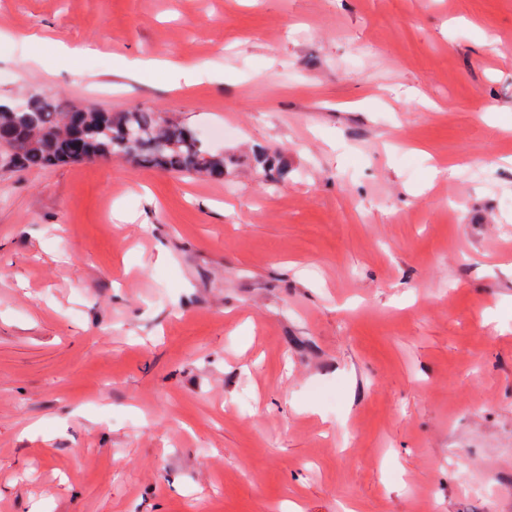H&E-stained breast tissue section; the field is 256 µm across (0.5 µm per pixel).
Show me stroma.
I'll list each match as a JSON object with an SVG mask.
<instances>
[{
  "instance_id": "stroma-1",
  "label": "stroma",
  "mask_w": 512,
  "mask_h": 512,
  "mask_svg": "<svg viewBox=\"0 0 512 512\" xmlns=\"http://www.w3.org/2000/svg\"><path fill=\"white\" fill-rule=\"evenodd\" d=\"M33 95L238 162L0 160V512H512V0H0ZM143 73V75L151 74L158 70H168V71H179V79H182L183 83L186 86H191L198 83V74L194 69H184V68H174L167 61H160L158 59H148L142 61L138 68Z\"/></svg>"
}]
</instances>
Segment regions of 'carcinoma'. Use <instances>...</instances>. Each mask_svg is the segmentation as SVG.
Listing matches in <instances>:
<instances>
[{
  "instance_id": "cac0c4a2",
  "label": "carcinoma",
  "mask_w": 512,
  "mask_h": 512,
  "mask_svg": "<svg viewBox=\"0 0 512 512\" xmlns=\"http://www.w3.org/2000/svg\"><path fill=\"white\" fill-rule=\"evenodd\" d=\"M79 142L82 153L73 151ZM0 148L14 166L44 169L92 158H128L146 167L224 178V154L208 150L190 129L144 109H62L33 96L19 112L0 111Z\"/></svg>"
}]
</instances>
